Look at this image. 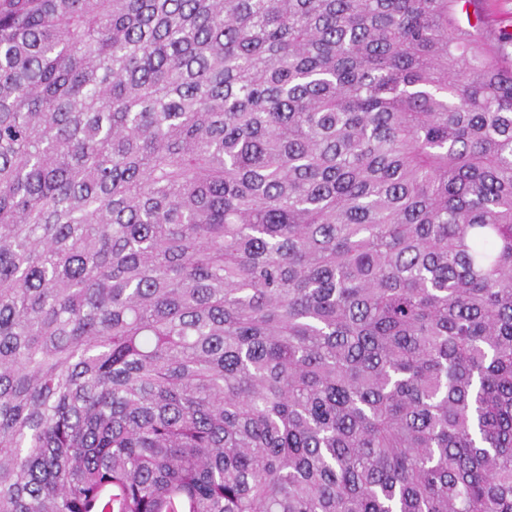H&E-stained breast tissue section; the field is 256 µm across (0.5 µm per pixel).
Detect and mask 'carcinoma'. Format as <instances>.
Masks as SVG:
<instances>
[{
  "instance_id": "cac0c4a2",
  "label": "carcinoma",
  "mask_w": 512,
  "mask_h": 512,
  "mask_svg": "<svg viewBox=\"0 0 512 512\" xmlns=\"http://www.w3.org/2000/svg\"><path fill=\"white\" fill-rule=\"evenodd\" d=\"M472 2L0 0V512H512Z\"/></svg>"
}]
</instances>
